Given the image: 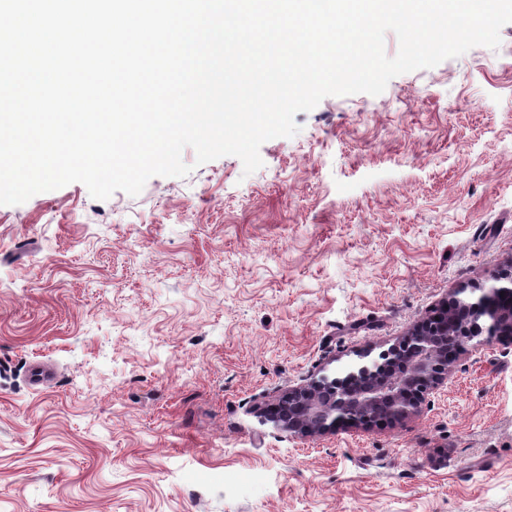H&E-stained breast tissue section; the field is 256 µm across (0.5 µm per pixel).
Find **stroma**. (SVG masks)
I'll return each mask as SVG.
<instances>
[{"instance_id":"1","label":"stroma","mask_w":512,"mask_h":512,"mask_svg":"<svg viewBox=\"0 0 512 512\" xmlns=\"http://www.w3.org/2000/svg\"><path fill=\"white\" fill-rule=\"evenodd\" d=\"M500 36L325 97L252 174L188 147V176L136 196L0 205V512H512V341L401 425L298 439L256 415L512 257Z\"/></svg>"}]
</instances>
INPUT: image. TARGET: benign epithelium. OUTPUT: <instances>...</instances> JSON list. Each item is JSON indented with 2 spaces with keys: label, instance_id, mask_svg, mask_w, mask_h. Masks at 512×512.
Masks as SVG:
<instances>
[{
  "label": "benign epithelium",
  "instance_id": "benign-epithelium-1",
  "mask_svg": "<svg viewBox=\"0 0 512 512\" xmlns=\"http://www.w3.org/2000/svg\"><path fill=\"white\" fill-rule=\"evenodd\" d=\"M505 338L512 340V257L491 283L453 291L377 357L366 353L364 363L282 392L262 422L294 437L404 423L448 382L467 346Z\"/></svg>",
  "mask_w": 512,
  "mask_h": 512
}]
</instances>
